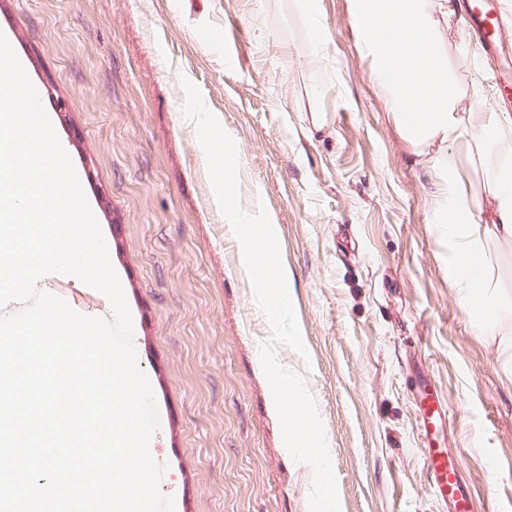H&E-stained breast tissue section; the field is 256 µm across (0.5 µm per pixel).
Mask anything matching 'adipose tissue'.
Returning <instances> with one entry per match:
<instances>
[{
  "label": "adipose tissue",
  "mask_w": 512,
  "mask_h": 512,
  "mask_svg": "<svg viewBox=\"0 0 512 512\" xmlns=\"http://www.w3.org/2000/svg\"><path fill=\"white\" fill-rule=\"evenodd\" d=\"M348 10L390 114L421 161L442 175L436 221L457 258L451 278L458 299L483 327L494 326L505 299L488 246L512 243V113L459 112L439 49L449 15L435 0H348ZM464 131L468 154L487 161L482 199L472 196L450 150Z\"/></svg>",
  "instance_id": "adipose-tissue-1"
}]
</instances>
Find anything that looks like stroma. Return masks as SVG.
Wrapping results in <instances>:
<instances>
[{
  "instance_id": "stroma-1",
  "label": "stroma",
  "mask_w": 512,
  "mask_h": 512,
  "mask_svg": "<svg viewBox=\"0 0 512 512\" xmlns=\"http://www.w3.org/2000/svg\"><path fill=\"white\" fill-rule=\"evenodd\" d=\"M0 0L4 34L69 154L132 316L160 411L153 457L175 512H309L260 346L272 331L239 263L181 77L235 142L239 198L265 205L308 351L275 346L315 399L343 512H450L424 462L417 398L477 512H512V311L477 330L448 280L435 179L359 55L347 0ZM455 17L442 37L462 108L490 111ZM74 309L112 318L71 277Z\"/></svg>"
}]
</instances>
